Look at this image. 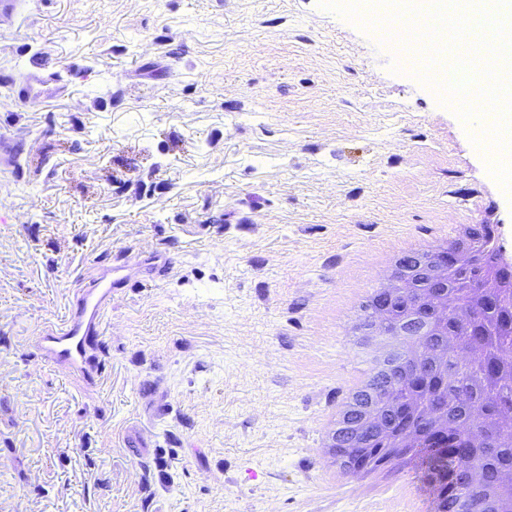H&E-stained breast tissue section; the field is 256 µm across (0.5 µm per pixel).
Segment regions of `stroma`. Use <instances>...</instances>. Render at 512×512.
Here are the masks:
<instances>
[{
	"label": "stroma",
	"instance_id": "stroma-1",
	"mask_svg": "<svg viewBox=\"0 0 512 512\" xmlns=\"http://www.w3.org/2000/svg\"><path fill=\"white\" fill-rule=\"evenodd\" d=\"M318 0H31L0 25V512H382L322 478L314 421L344 375L340 275L400 239L493 218L512 191L473 125ZM167 259L112 297L95 386L42 363L76 281ZM258 472L246 479V468ZM58 81L56 76L49 75L47 77L36 76L32 73H27L24 80L19 83L12 82L11 86L17 95L24 101L28 102L31 98L38 95V92H35L36 85H42L47 82Z\"/></svg>",
	"mask_w": 512,
	"mask_h": 512
}]
</instances>
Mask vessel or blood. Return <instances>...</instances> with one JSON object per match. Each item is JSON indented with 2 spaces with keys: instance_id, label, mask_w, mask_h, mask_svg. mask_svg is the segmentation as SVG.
<instances>
[{
  "instance_id": "1",
  "label": "vessel or blood",
  "mask_w": 512,
  "mask_h": 512,
  "mask_svg": "<svg viewBox=\"0 0 512 512\" xmlns=\"http://www.w3.org/2000/svg\"><path fill=\"white\" fill-rule=\"evenodd\" d=\"M131 277L130 265L123 264L89 275L87 283L73 293V309L66 322L43 327L36 338L40 357L69 376L90 383L102 373L92 344L100 334L112 304V293Z\"/></svg>"
}]
</instances>
